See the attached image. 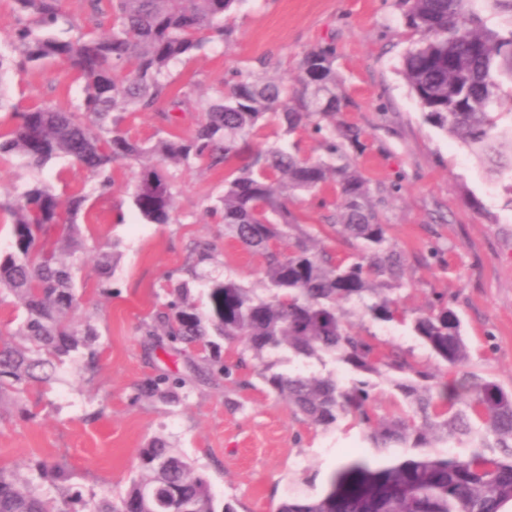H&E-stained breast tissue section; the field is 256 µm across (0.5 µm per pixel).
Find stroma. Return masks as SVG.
<instances>
[{
    "label": "stroma",
    "mask_w": 512,
    "mask_h": 512,
    "mask_svg": "<svg viewBox=\"0 0 512 512\" xmlns=\"http://www.w3.org/2000/svg\"><path fill=\"white\" fill-rule=\"evenodd\" d=\"M223 46L206 50L172 71L174 90L212 94L237 68L269 61L270 75H298L302 54L333 45L334 69L345 94L336 121L359 130L345 144L349 162L368 179L389 236L405 257L402 305L412 313L443 298L460 316L469 350L468 370L512 391V187L490 174L462 140L430 125L403 74L402 59L417 38L402 21L398 0H243L227 18ZM82 84L65 65L12 72L0 93V131L12 113L34 104L69 107ZM46 181L63 197L89 192L80 228L75 280L90 321L98 363L66 362L52 388H29L0 417V465L27 475L36 461L66 464L70 478L51 495L102 490L125 493L136 475L140 448L164 436L210 481L217 505L236 512H276L286 497H315L331 472L356 457L384 464L366 447L352 418L324 429L297 418L286 400L267 391L253 371L242 378L202 375L201 354L172 348L145 335L182 279L195 243L216 248L212 274L261 289L258 259L224 236L209 212L224 193V171L187 168L175 174L169 224H147L130 208L125 185L133 169L115 168V184L100 192L97 178L65 161L48 167ZM114 254L109 288L93 269L97 249ZM350 329L439 375L441 364L403 325L384 324L345 306ZM186 379L179 404L139 394L158 375Z\"/></svg>",
    "instance_id": "1"
}]
</instances>
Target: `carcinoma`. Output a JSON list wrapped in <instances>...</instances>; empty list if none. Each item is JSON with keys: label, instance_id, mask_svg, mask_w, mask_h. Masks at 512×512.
<instances>
[{"label": "carcinoma", "instance_id": "1", "mask_svg": "<svg viewBox=\"0 0 512 512\" xmlns=\"http://www.w3.org/2000/svg\"><path fill=\"white\" fill-rule=\"evenodd\" d=\"M21 15L13 30L11 55L0 52V80L15 68L65 64L83 83V96L70 108L41 104L13 114L0 132V159L33 173L20 189L0 193V212L11 217L12 241L0 253V294L14 297L23 312L16 331L0 336V405L32 383L49 385L65 360L87 351L94 363L96 333L74 321L81 295L73 265L61 259L82 249L78 220L88 195L61 202L40 178L49 165L66 159L105 189L117 166H138L129 203L148 224H168L174 211L169 170L195 166L229 169L219 210L224 237L260 259L265 293L232 279L203 276L197 268L214 258V246L199 243L190 253L187 278L145 325L173 344L205 352L212 337L241 341L224 375L286 349L311 359L331 356L363 374L350 384L332 375L257 371L295 414L329 428L344 416L361 426L368 447L402 454L388 465L356 458L338 466L316 497H288L277 512H504L512 504V392L493 380L462 374L444 380L395 350L385 351L372 336L348 329L342 304L359 305L381 323H410L436 359L456 369L469 353L458 313L438 298L408 318L393 291L405 286L404 256L388 236L371 203L361 173L344 162V141L353 128L323 122L336 117L344 96L336 80L335 51H307L294 80L272 78L252 68L225 77L210 96L172 92L171 68L190 61L230 30L225 17L243 0H87L83 21L69 17L63 0H13ZM405 24L419 35L402 61L403 75L426 120L459 137L488 167L512 181V151L501 139L512 124L500 125L512 91V0H401ZM507 20L492 26L488 12ZM201 112L192 132L166 131L140 140L125 128L135 112H155L169 127L185 114ZM277 120L291 135L309 130L322 155L301 158L283 142L256 148L260 122ZM337 189L329 227L356 242L357 257H334L318 249L288 201L297 192ZM95 270L103 288L112 274V253L97 254ZM206 293V309L190 301L191 289ZM408 410L379 418L373 410L376 384L364 375L381 370ZM182 378L152 379L141 392L176 397ZM67 479L65 467L42 461L22 478L0 467V512H64L40 481ZM87 512H218L208 479L167 440L152 437L137 455V475L115 501L104 494L86 503Z\"/></svg>", "mask_w": 512, "mask_h": 512}]
</instances>
